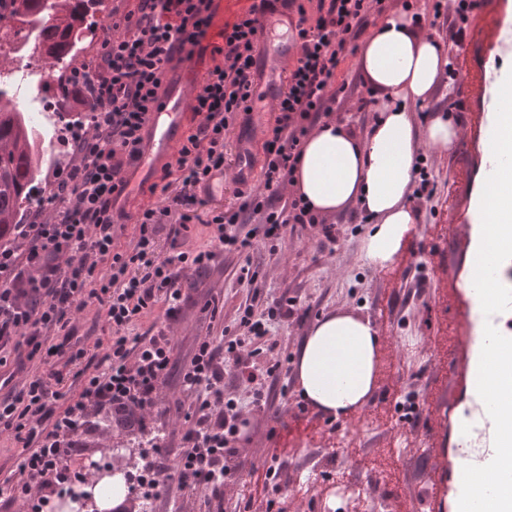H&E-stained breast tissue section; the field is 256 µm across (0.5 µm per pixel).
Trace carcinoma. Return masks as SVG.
I'll list each match as a JSON object with an SVG mask.
<instances>
[{
  "mask_svg": "<svg viewBox=\"0 0 512 512\" xmlns=\"http://www.w3.org/2000/svg\"><path fill=\"white\" fill-rule=\"evenodd\" d=\"M105 0H0V35L26 27L50 66L70 62L76 46L93 32L88 18ZM40 174L35 130L12 101L0 97V244L10 242L23 223Z\"/></svg>",
  "mask_w": 512,
  "mask_h": 512,
  "instance_id": "1",
  "label": "carcinoma"
}]
</instances>
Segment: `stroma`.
Listing matches in <instances>:
<instances>
[{
	"instance_id": "stroma-1",
	"label": "stroma",
	"mask_w": 512,
	"mask_h": 512,
	"mask_svg": "<svg viewBox=\"0 0 512 512\" xmlns=\"http://www.w3.org/2000/svg\"><path fill=\"white\" fill-rule=\"evenodd\" d=\"M391 13L411 8L421 16L423 32L445 43L446 57L460 69L458 84L439 81L430 99L413 109L416 127L437 116L460 124L459 138L447 151L433 152L431 177L437 190L432 197L413 200L420 218L404 237L393 261L370 265L362 244L371 225L358 206L332 216L340 234L333 252L320 251L308 231L287 232L246 256L220 254L207 270H187L182 286L187 301L175 319H167L166 303H158L134 331L168 330L174 361L168 386L154 411L149 432L113 427L107 441H146L148 433L164 436L169 447H179L189 423L184 414L195 397L181 384L198 337L220 335L236 327L238 309L261 288L264 300L281 294L293 297L307 318L285 323L272 331L282 370L272 381L267 406L250 412L242 428L243 450L225 463L237 479L255 467L277 468L271 500H288L291 512H345L358 491H366L369 506L380 512H453L460 487L444 483L448 468L456 466L460 426L469 414L471 389L463 377H474L479 350L465 334L460 284L470 276L469 256L475 239L470 222L472 204L481 191L486 168L483 138L488 125L490 67L512 68V57L501 56L499 23L512 12V0H483L470 16L462 43L448 40L446 18L435 16L433 0H389ZM346 83V96L334 107L357 136H365L382 99L364 79L356 56H347L337 73ZM57 111L66 113V126H46L38 110L29 118L43 155L42 172L33 186L37 197H48L56 170L74 157L69 140L87 125L76 118L61 94L59 82L46 90ZM368 106H360V99ZM163 169L133 179L124 209L125 229L117 240L121 249L135 241L141 210L160 205L154 191ZM256 274L254 285L239 282L243 265ZM345 312L367 319L376 329L377 352L374 390L364 406L351 416L334 418L313 407L300 391L296 362L310 330L319 319ZM73 341L87 356L98 352V341L111 331L100 305H88L76 316ZM415 401L416 412L403 418L397 398ZM227 485L221 501L208 502L200 492L171 483L159 487L154 512H265V503L245 507L236 487Z\"/></svg>"
}]
</instances>
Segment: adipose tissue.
I'll return each instance as SVG.
<instances>
[{
	"label": "adipose tissue",
	"mask_w": 512,
	"mask_h": 512,
	"mask_svg": "<svg viewBox=\"0 0 512 512\" xmlns=\"http://www.w3.org/2000/svg\"><path fill=\"white\" fill-rule=\"evenodd\" d=\"M444 62L443 46L423 33L411 15L379 22L363 42L358 66L386 103L369 134L358 137L338 121L316 129L304 142L291 191L302 195L320 215L357 205L371 215L374 228L363 251L372 264L392 260L417 213L410 205L412 172L420 144L445 151L456 130L435 118L416 133L411 106L428 99ZM489 80L488 158L512 152V70L491 71ZM378 338L368 320L332 314L312 328L297 364L302 395L321 412L339 417L362 407L374 388Z\"/></svg>",
	"instance_id": "ef3b65f1"
}]
</instances>
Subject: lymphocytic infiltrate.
<instances>
[{"instance_id": "f902f5d3", "label": "lymphocytic infiltrate", "mask_w": 512, "mask_h": 512, "mask_svg": "<svg viewBox=\"0 0 512 512\" xmlns=\"http://www.w3.org/2000/svg\"><path fill=\"white\" fill-rule=\"evenodd\" d=\"M214 0H138L137 9L114 19L93 68L73 70L67 96L93 98L88 128L73 138L75 161L54 182L50 215L20 225L16 244L0 247V366L15 358L17 370L30 363L45 373L24 380L10 398L0 400V427L25 446L16 477L9 479L10 504L35 512L34 488L48 489L65 473L61 461L83 452L85 436L93 434L92 412H108L120 424L145 428L147 417L166 388L172 369V339L165 331L135 336L131 330L156 305L168 301V316L180 310V274L203 269L216 249L245 253L256 239L279 238L290 225L316 228L320 246L336 243L335 225L325 223L297 196L281 209L270 206L291 183L302 145L318 122L333 111V84L341 62L354 54L368 19H380L386 0H252V4L221 34L214 47L217 61L204 75L193 98L200 121L182 141L165 175H176L179 192L168 206L140 213L131 249L117 246L124 211L115 207L129 184L126 167L142 153L145 127L159 106L170 66L192 58L207 36ZM296 14L299 53L282 78L284 92L272 108L263 143L264 189L243 196L238 206L214 212L206 225L212 248L195 252H159L163 220L178 215L180 225L191 216L195 190L224 169V137L239 114L253 110L256 85L263 76L259 51L262 22L278 8ZM264 222L247 234L238 225L249 214ZM108 263V276L98 266ZM105 311L111 335L81 390L63 397L58 371L49 364L66 356L80 361L77 346L49 343L48 331L71 327L87 304ZM294 298L281 295L264 313L251 304L240 310L235 336L199 338L182 376L195 393L193 425L181 437L178 460L168 465V449L156 446L154 473L160 482L204 492L221 500L227 472L225 460L240 452V427L245 407L261 408L267 399L258 376L243 361L250 347L267 343L268 327L298 316ZM243 386L248 404L225 397L224 377Z\"/></svg>"}]
</instances>
